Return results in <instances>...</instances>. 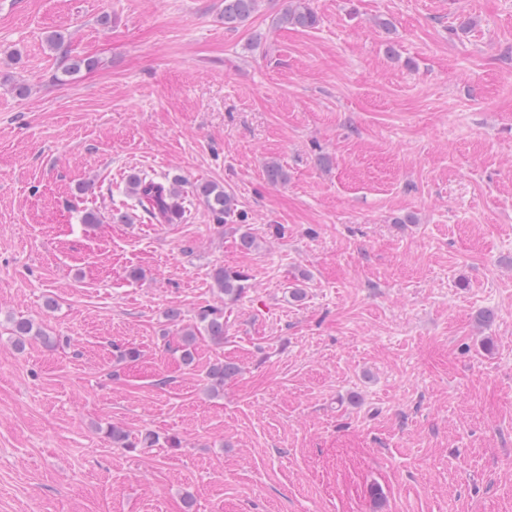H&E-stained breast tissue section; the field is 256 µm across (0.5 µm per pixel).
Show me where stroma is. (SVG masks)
<instances>
[{"label": "stroma", "mask_w": 512, "mask_h": 512, "mask_svg": "<svg viewBox=\"0 0 512 512\" xmlns=\"http://www.w3.org/2000/svg\"><path fill=\"white\" fill-rule=\"evenodd\" d=\"M286 3L0 0V512H512V0ZM222 266L248 287L184 365ZM259 0H224V26L236 29L258 10ZM310 0H289L277 19L278 27L314 28L319 23V17L310 7ZM181 183L179 177L174 178L170 186L150 176L132 175L129 179V189L151 219L167 222L178 215V205L174 199L181 191ZM192 194L202 200L216 223L228 224L234 222V219L243 220L242 213L236 208L235 199L223 187L210 182L195 184ZM201 326L186 329L182 334L181 359L183 364L190 366L194 361L195 346L198 336H207L216 344H224V307L222 305H209L198 314Z\"/></svg>", "instance_id": "35a3bbf8"}]
</instances>
